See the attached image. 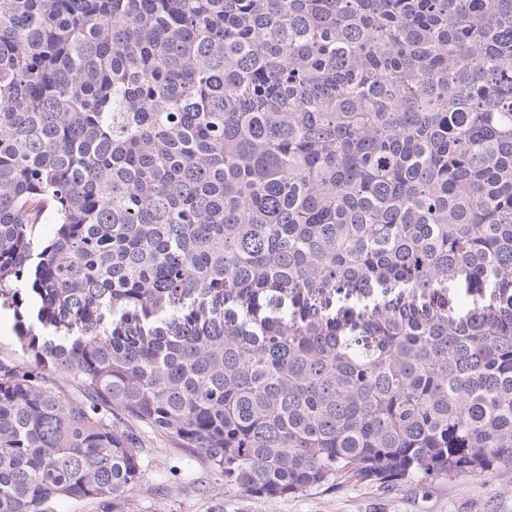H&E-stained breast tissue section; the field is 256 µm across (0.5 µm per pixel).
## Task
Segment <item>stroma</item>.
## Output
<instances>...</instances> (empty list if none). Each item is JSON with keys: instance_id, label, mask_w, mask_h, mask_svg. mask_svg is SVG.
I'll list each match as a JSON object with an SVG mask.
<instances>
[{"instance_id": "1", "label": "stroma", "mask_w": 512, "mask_h": 512, "mask_svg": "<svg viewBox=\"0 0 512 512\" xmlns=\"http://www.w3.org/2000/svg\"><path fill=\"white\" fill-rule=\"evenodd\" d=\"M145 483L130 491L121 512H512V471L471 481L456 478L390 490L347 481L276 498L229 490L196 456L139 424Z\"/></svg>"}]
</instances>
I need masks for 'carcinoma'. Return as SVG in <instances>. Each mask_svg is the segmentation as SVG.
Listing matches in <instances>:
<instances>
[{"mask_svg": "<svg viewBox=\"0 0 512 512\" xmlns=\"http://www.w3.org/2000/svg\"><path fill=\"white\" fill-rule=\"evenodd\" d=\"M2 307L0 512L511 470L512 0H0ZM15 322L13 309L0 310V360L15 358L21 354L16 343Z\"/></svg>", "mask_w": 512, "mask_h": 512, "instance_id": "1", "label": "carcinoma"}]
</instances>
